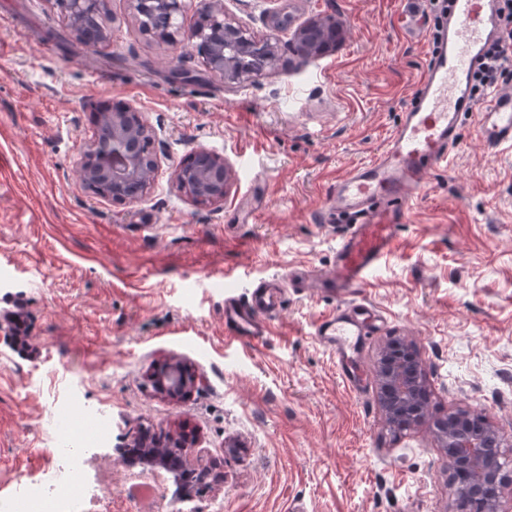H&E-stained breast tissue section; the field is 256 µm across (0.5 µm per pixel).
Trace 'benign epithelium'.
<instances>
[{"label":"benign epithelium","instance_id":"obj_1","mask_svg":"<svg viewBox=\"0 0 512 512\" xmlns=\"http://www.w3.org/2000/svg\"><path fill=\"white\" fill-rule=\"evenodd\" d=\"M139 28L152 33L170 46H189L203 65L224 84L255 82L275 70L280 61L279 38L257 35L235 18L224 13V0H129ZM71 22L106 17L108 0H56ZM193 10L205 19V27H182L184 14ZM328 21H309L294 29L293 39L304 58L321 52L307 47L317 42ZM99 127L92 140L80 149L79 178L83 188L96 197L135 201L152 187L158 168L152 151L153 130L133 107L98 115ZM194 164L175 171L177 188L195 202L216 204L224 201L231 182V168L224 157L199 148L192 154ZM375 374L383 393L386 422L405 429L418 425L425 406L418 400L424 387L421 366L414 346L401 338L390 340L380 351ZM156 392L178 399L196 387L199 377L183 363L172 361L164 371L149 376ZM476 415L462 411L437 426L435 434L448 454V476L454 489L452 512H475L474 501L481 499V512H503L499 487L507 479L493 448L504 446L503 432ZM185 465L200 469L217 468L199 457L191 459L186 444L171 437Z\"/></svg>","mask_w":512,"mask_h":512}]
</instances>
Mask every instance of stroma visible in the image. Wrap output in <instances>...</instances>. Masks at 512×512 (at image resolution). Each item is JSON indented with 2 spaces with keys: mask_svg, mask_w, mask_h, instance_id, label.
<instances>
[{
  "mask_svg": "<svg viewBox=\"0 0 512 512\" xmlns=\"http://www.w3.org/2000/svg\"><path fill=\"white\" fill-rule=\"evenodd\" d=\"M256 33L276 12L333 19L342 41L315 59L279 33L280 64L230 87L190 48L143 32L129 0H109L106 42L79 43L55 0H0V497L39 476L69 441L56 408L99 412L118 455L144 428L197 435L221 460L213 512H451L434 424L468 409L512 435V149L476 117L430 171L396 247L355 303L382 318L343 379L313 335L329 298L292 285L266 345L226 342L224 297L323 271L349 227L319 212L337 178L385 145L427 64L419 0H224ZM189 71L190 80L180 78ZM134 106L155 131L159 168L139 200L94 197L80 148L102 109ZM224 155V201L180 192L194 150ZM412 341L427 416L392 432L375 364ZM178 359L200 375L184 400L148 376Z\"/></svg>",
  "mask_w": 512,
  "mask_h": 512,
  "instance_id": "obj_1",
  "label": "stroma"
}]
</instances>
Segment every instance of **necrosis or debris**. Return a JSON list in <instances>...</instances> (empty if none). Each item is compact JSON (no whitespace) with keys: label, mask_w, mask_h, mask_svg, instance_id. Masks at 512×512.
Segmentation results:
<instances>
[{"label":"necrosis or debris","mask_w":512,"mask_h":512,"mask_svg":"<svg viewBox=\"0 0 512 512\" xmlns=\"http://www.w3.org/2000/svg\"><path fill=\"white\" fill-rule=\"evenodd\" d=\"M112 430L93 411L72 429L70 447L56 450L48 469L0 498V512H113L118 497L137 512H171L176 484L145 462L113 466L106 449Z\"/></svg>","instance_id":"obj_1"}]
</instances>
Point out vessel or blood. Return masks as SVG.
<instances>
[{
  "instance_id": "1",
  "label": "vessel or blood",
  "mask_w": 512,
  "mask_h": 512,
  "mask_svg": "<svg viewBox=\"0 0 512 512\" xmlns=\"http://www.w3.org/2000/svg\"><path fill=\"white\" fill-rule=\"evenodd\" d=\"M424 7L441 15L442 23L430 31L428 62L409 108L383 149L339 178L326 196L325 222L343 218L351 227L336 247L335 264L323 272L295 273L318 295L335 299V308L316 322L314 335L340 362L367 334L351 295L392 251L428 172L447 162L464 118L477 117L489 145L512 146V91L492 89L481 102L471 95L473 74L500 32L494 0H426ZM280 306V289L265 285L256 286L246 300L226 299L228 340L242 347L262 343Z\"/></svg>"
}]
</instances>
